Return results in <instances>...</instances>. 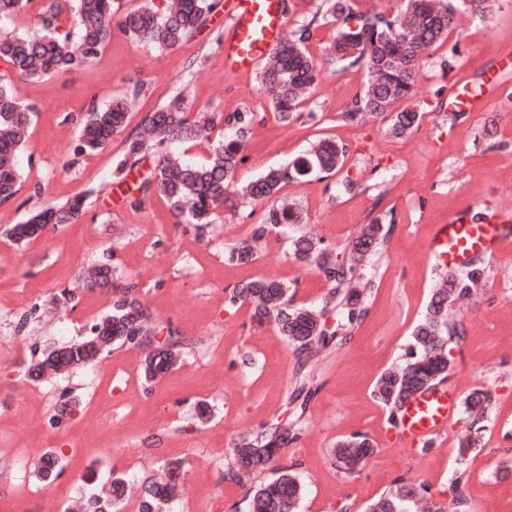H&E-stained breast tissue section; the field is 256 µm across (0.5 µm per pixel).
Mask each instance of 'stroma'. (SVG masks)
Wrapping results in <instances>:
<instances>
[{"label": "stroma", "instance_id": "35a3bbf8", "mask_svg": "<svg viewBox=\"0 0 512 512\" xmlns=\"http://www.w3.org/2000/svg\"><path fill=\"white\" fill-rule=\"evenodd\" d=\"M223 33L220 13L172 50L116 31L91 66L18 84L37 114L18 158L20 191L0 205V347L11 354L0 362V512H14L10 480L18 462L28 512H66L84 496L89 469L103 477L113 470L140 483L173 458L186 461L184 488L165 512H241L249 486L225 479L224 451L286 416L297 357L274 325L253 324L249 305L229 304L227 291L248 279H275L289 286L292 305L319 306L330 285L315 266L294 258L292 238L316 234L335 259L344 260L359 226L388 213L394 222L387 240L363 267L372 282L364 296L367 314L346 345L316 359V393L279 463L304 488L300 512H338L345 503L365 512L402 479L425 485L433 502L446 507L462 468L469 512H512V470L497 467L512 449V243L486 258V290L452 309L467 335L448 347L445 384L462 399L476 388L492 398L477 451L463 461L454 452L457 435L470 423L465 406L423 451L402 442L373 396L379 376L405 362L430 298L438 268L428 244L438 225L455 213L484 222L496 214L512 217V69L500 63L512 52V0H498L490 22L462 18L447 44L423 62L416 94L407 102L423 121L404 139L391 137L380 119L338 121L366 82L361 68L326 66L303 105L314 113L313 122L280 126L256 72L225 70ZM137 84L142 91L131 102L124 131L103 150L76 154L79 118ZM474 96L482 108L448 124L449 102ZM177 97L194 113H253L236 181L292 162L318 136L347 146L343 172L288 184L285 192L303 223L272 230L251 263L232 261L229 250L250 240L263 206L227 203L215 223L199 231L175 223L160 198L137 210L129 206L127 191L151 171L159 151H150L125 180L113 176L128 133ZM347 177L357 181V191H344ZM83 192L89 199L79 221L47 227L27 243L7 236L40 208ZM103 262L112 266L115 286L136 282L155 320L188 342L178 365L148 386L140 375L142 352L122 348L61 376L25 380L31 360L48 346L87 335L111 307L112 288L82 285L87 271ZM69 290L75 300L64 299ZM201 401L213 412L204 424L193 418ZM63 404L69 414L55 419ZM355 434L365 435L375 452L349 478L331 450ZM49 450L67 463L58 479L45 483L34 467Z\"/></svg>", "mask_w": 512, "mask_h": 512}]
</instances>
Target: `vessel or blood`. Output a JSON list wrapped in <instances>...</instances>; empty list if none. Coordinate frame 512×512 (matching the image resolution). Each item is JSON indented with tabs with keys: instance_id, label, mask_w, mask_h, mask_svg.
<instances>
[{
	"instance_id": "1",
	"label": "vessel or blood",
	"mask_w": 512,
	"mask_h": 512,
	"mask_svg": "<svg viewBox=\"0 0 512 512\" xmlns=\"http://www.w3.org/2000/svg\"><path fill=\"white\" fill-rule=\"evenodd\" d=\"M225 17V68L248 70L273 62L286 26L283 0H226ZM509 233L512 227L504 224H470L452 216L439 225L430 250L442 264L463 267L476 256L497 252ZM456 408L443 386L413 395L403 413L401 438L415 446L441 434Z\"/></svg>"
}]
</instances>
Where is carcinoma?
<instances>
[{"label": "carcinoma", "instance_id": "cac0c4a2", "mask_svg": "<svg viewBox=\"0 0 512 512\" xmlns=\"http://www.w3.org/2000/svg\"><path fill=\"white\" fill-rule=\"evenodd\" d=\"M33 0H0V17L12 18L27 11ZM361 0H320L310 21L295 28L288 41L275 50L272 65L260 70L258 79L272 108L274 119L282 126L303 118L301 107L321 80L318 60L308 49L319 18L331 17L336 32L328 46L326 61L342 70L363 67L367 81L345 110L337 115L343 123H357L362 115L391 116L388 133L403 138L419 128L423 114L403 107L416 87L421 62L440 48L454 31L458 16L470 13L485 16L495 0H400L394 14L360 8ZM220 0H170L164 10L147 3L115 18L114 0H39V29L35 33L0 31V61L7 65L0 75V204L10 202L19 190L20 174L17 155L28 144L34 108L20 100L16 81L43 78L86 68L98 57L112 38V27L128 39L146 42L159 49H173L190 40L217 12ZM129 103L116 98L102 109L89 112L81 122L75 152L93 153L106 148L112 136L126 126ZM254 117L238 112L229 118L219 112H199L192 117L184 101L175 98L167 105L148 113L141 129L127 137L122 157L115 165V175L137 167L150 149L147 136L158 135V144L169 142H208L210 158L202 164L189 163L165 155L128 197L130 206L140 209L146 199L162 197L172 215L182 224L197 228L210 218L232 195L268 208L252 230V242H244L230 252V258L249 262L254 245L265 239L268 228L298 224L301 214L282 189L311 173L329 176L340 172L348 153L347 147L330 137L319 138L303 156L291 163L265 170L255 179L238 184L235 171L244 160L242 151ZM224 123L235 127V136L212 140L211 132ZM91 192L75 196L62 205L48 206L26 221L8 230L15 242L36 238L50 224H67L78 219ZM394 219L374 217L362 225L349 243V260L332 259L321 240L299 236L292 240L294 255L315 264L331 284L328 298L320 310L297 308L288 303V286L275 281L251 280L229 292V303L251 304L252 321L276 324L279 333L294 348L298 358L296 381L288 402L293 418L276 419L251 440L243 441L225 458V478L243 480L254 471H263L276 461L287 447L289 438L297 437L300 420L312 400L315 389L310 373L320 352L347 343L354 325L366 314L362 290L371 281L358 272L363 257L386 241V222ZM488 271L476 258L463 269L437 274L425 313L413 332L412 352L406 361L386 370L378 379L374 396L388 410L393 426L399 425L400 411L406 400L420 390H427L448 375V345L461 342L466 328L461 322L448 320V306L457 299L469 298L485 288ZM137 284L129 282L116 292L109 311L91 325L89 334L79 340L54 347L30 362L25 375L37 381L54 372H67L86 365L112 347L145 350L142 377L151 384L160 380L175 365L177 349L185 345L167 327L164 349L153 350L161 326L150 316L136 297ZM344 309L346 323L333 330L325 328L323 318L331 306ZM490 394L474 390L467 397L472 418L470 432L457 437L456 451L464 460L480 445L479 433L485 428L484 414ZM374 453L371 442L363 435L341 440L332 449L337 467L348 477L356 474ZM183 460L164 463L166 479L145 485L138 512H162L163 505L177 495ZM466 471L459 470L453 484L451 512H468ZM83 512H118L125 495V479L112 473L107 482L97 483L90 473ZM303 488L297 476L282 467L275 476L249 490L244 512H298ZM427 499L421 485L401 484L371 503L366 512H418Z\"/></svg>", "mask_w": 512, "mask_h": 512}]
</instances>
